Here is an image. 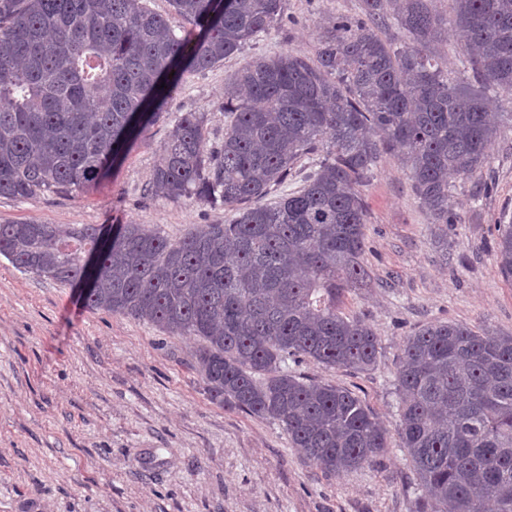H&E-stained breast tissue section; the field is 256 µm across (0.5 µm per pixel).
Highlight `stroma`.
Instances as JSON below:
<instances>
[{"instance_id": "stroma-1", "label": "stroma", "mask_w": 512, "mask_h": 512, "mask_svg": "<svg viewBox=\"0 0 512 512\" xmlns=\"http://www.w3.org/2000/svg\"><path fill=\"white\" fill-rule=\"evenodd\" d=\"M359 0H288L291 24L212 69L185 75L169 112H201L209 145L224 140V76L286 51L313 55L319 25ZM168 126H150L125 160L68 194L0 198V224H144L178 238L221 224L223 208L148 188ZM364 263L374 284L342 312L379 338L366 372L286 360L308 380L347 388L381 420L390 448L369 468L330 476L269 419L211 400L194 340L85 308L74 288L0 255V512H416L417 485L398 438L395 372L406 337L453 321L512 332V279L495 256L512 222V123L490 158L452 191L455 224L440 244L399 158L382 155L360 188Z\"/></svg>"}]
</instances>
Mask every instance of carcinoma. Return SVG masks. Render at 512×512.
I'll return each instance as SVG.
<instances>
[{
  "mask_svg": "<svg viewBox=\"0 0 512 512\" xmlns=\"http://www.w3.org/2000/svg\"><path fill=\"white\" fill-rule=\"evenodd\" d=\"M174 29L145 0H0V197L68 194L98 181L163 117L185 74L216 67L272 27L287 0H169ZM396 27L397 44L380 35ZM465 38V74L434 46ZM512 101V0H360L332 17L314 55L253 61L224 79V142L205 116L171 118L152 184L232 212L173 240L120 224L84 305L197 340L211 398L278 423L327 475L373 466L388 432L350 390L305 380L289 358L368 371L379 338L336 308L366 288L360 187L400 158L440 238L456 223L451 180L489 158L499 127L487 92ZM297 190L267 200L300 160ZM496 259L512 277V224ZM98 246L90 224H0V255L62 285ZM398 435L428 495L417 512H512V334L436 322L407 338L396 372Z\"/></svg>",
  "mask_w": 512,
  "mask_h": 512,
  "instance_id": "1",
  "label": "carcinoma"
}]
</instances>
